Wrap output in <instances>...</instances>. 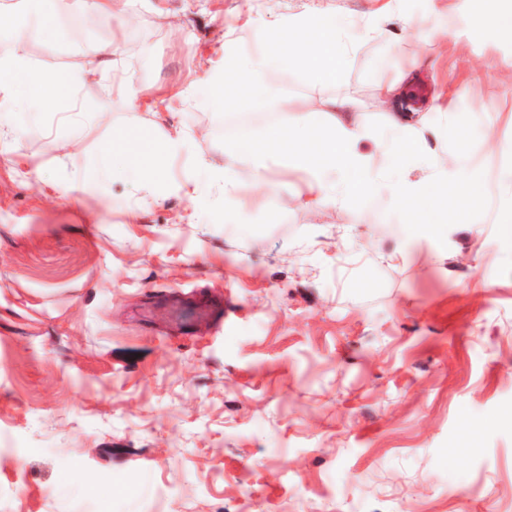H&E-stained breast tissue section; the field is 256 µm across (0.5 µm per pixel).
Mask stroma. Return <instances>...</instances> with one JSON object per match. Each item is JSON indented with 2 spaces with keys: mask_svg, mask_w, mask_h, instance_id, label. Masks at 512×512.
<instances>
[{
  "mask_svg": "<svg viewBox=\"0 0 512 512\" xmlns=\"http://www.w3.org/2000/svg\"><path fill=\"white\" fill-rule=\"evenodd\" d=\"M140 2L121 27L61 15L47 39L0 0V57L28 30L37 71L120 42L161 175L107 164L127 115L103 84L75 86L96 106L75 125L0 104V512H512V0ZM317 5L355 28L336 79L301 59L271 71L275 95L352 100L383 171L446 154L448 182L486 181L483 204L448 214L435 183L411 208L383 187L306 206L309 173L278 152L277 196L251 188L235 140L285 116L240 85L206 106L200 64L273 51ZM384 6L403 23L364 36ZM390 115L425 118V140L384 152ZM168 301L221 322H143Z\"/></svg>",
  "mask_w": 512,
  "mask_h": 512,
  "instance_id": "stroma-1",
  "label": "stroma"
}]
</instances>
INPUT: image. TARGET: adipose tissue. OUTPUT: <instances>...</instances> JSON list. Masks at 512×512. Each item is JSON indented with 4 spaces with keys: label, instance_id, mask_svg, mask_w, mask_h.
Here are the masks:
<instances>
[{
    "label": "adipose tissue",
    "instance_id": "obj_1",
    "mask_svg": "<svg viewBox=\"0 0 512 512\" xmlns=\"http://www.w3.org/2000/svg\"><path fill=\"white\" fill-rule=\"evenodd\" d=\"M118 0H31V12L45 37H53L56 18L64 12H82L92 9L113 12ZM347 30L337 26L333 14L324 9H314L300 22L290 24L287 36L275 39L276 55H235L224 61L223 72L210 74L212 88L209 105L222 107L224 87L228 76L246 74L257 83L264 82L273 57L283 59L304 57L310 59L322 74L325 82H333L340 63V48L349 44ZM88 56L96 58L98 65L72 74L57 73L35 76L27 49V34L18 31L14 49L8 57L0 59V101L21 99L37 112L52 107L58 96L71 94L77 81L98 79L106 84H119L118 100L127 110H134L133 100L128 99L127 79L119 78L116 58L118 45L85 47ZM349 99L325 101L323 121L326 127L321 136H314L311 115L307 112L292 114L279 134L276 143L281 148H297L299 165L313 169L314 181L309 186L307 199L314 204L345 202L357 198L366 188H389L399 202L415 201L428 185V178H412L408 174H381L374 161L358 151L357 145L364 138L363 127L351 114Z\"/></svg>",
    "mask_w": 512,
    "mask_h": 512
}]
</instances>
